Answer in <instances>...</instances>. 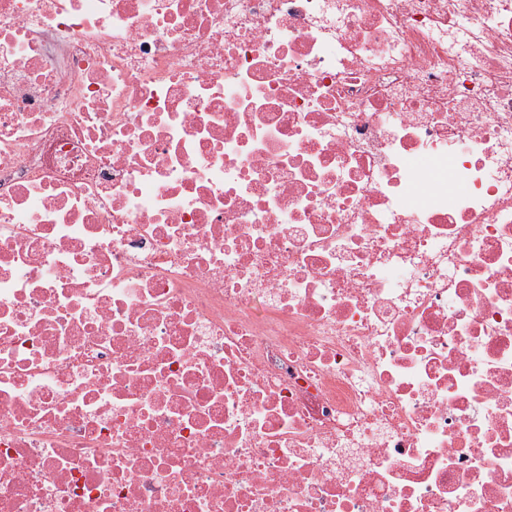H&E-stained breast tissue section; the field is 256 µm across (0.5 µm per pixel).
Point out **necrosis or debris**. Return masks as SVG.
<instances>
[{"label":"necrosis or debris","mask_w":512,"mask_h":512,"mask_svg":"<svg viewBox=\"0 0 512 512\" xmlns=\"http://www.w3.org/2000/svg\"><path fill=\"white\" fill-rule=\"evenodd\" d=\"M0 512H512V0H0Z\"/></svg>","instance_id":"obj_1"}]
</instances>
